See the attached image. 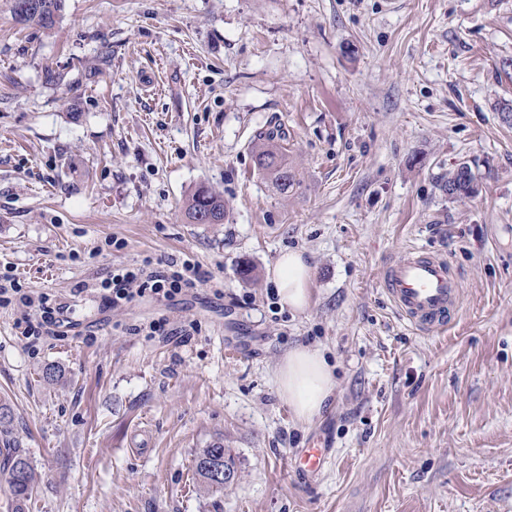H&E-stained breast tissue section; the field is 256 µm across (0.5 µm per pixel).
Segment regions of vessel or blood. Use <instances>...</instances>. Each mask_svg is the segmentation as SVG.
Listing matches in <instances>:
<instances>
[{"label":"vessel or blood","instance_id":"b4317fda","mask_svg":"<svg viewBox=\"0 0 512 512\" xmlns=\"http://www.w3.org/2000/svg\"><path fill=\"white\" fill-rule=\"evenodd\" d=\"M386 290L398 312L418 330L446 328L459 299L458 277L441 254L405 253L383 274Z\"/></svg>","mask_w":512,"mask_h":512}]
</instances>
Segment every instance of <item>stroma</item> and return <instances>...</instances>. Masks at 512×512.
Wrapping results in <instances>:
<instances>
[{
    "instance_id": "obj_1",
    "label": "stroma",
    "mask_w": 512,
    "mask_h": 512,
    "mask_svg": "<svg viewBox=\"0 0 512 512\" xmlns=\"http://www.w3.org/2000/svg\"><path fill=\"white\" fill-rule=\"evenodd\" d=\"M511 101L512 0H63L51 29L0 0V268L73 319L32 351L0 308L33 512H512ZM274 126L284 193L252 160ZM460 162L463 201L439 189ZM200 186L223 223L188 222ZM415 248L459 273L446 330L384 290ZM286 249L314 267L300 313L268 281ZM147 255L212 282L118 310L77 293ZM161 314L178 335L129 334ZM297 344L337 383L307 423L276 382ZM217 440L239 478L206 492ZM319 440L330 465L300 473ZM215 464L223 466L222 479L216 477L214 471L209 468ZM224 467L233 475V480L236 479L237 469L235 463L231 458L229 450L224 448L223 441H215L206 448H202L195 458L196 473L208 489H224V485H226Z\"/></svg>"
}]
</instances>
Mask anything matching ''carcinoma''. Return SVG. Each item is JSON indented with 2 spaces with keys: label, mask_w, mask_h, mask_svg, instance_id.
I'll list each match as a JSON object with an SVG mask.
<instances>
[{
  "label": "carcinoma",
  "mask_w": 512,
  "mask_h": 512,
  "mask_svg": "<svg viewBox=\"0 0 512 512\" xmlns=\"http://www.w3.org/2000/svg\"><path fill=\"white\" fill-rule=\"evenodd\" d=\"M11 12L20 23H35L43 28L55 26L62 0H10ZM286 134L268 131L257 138L254 146V164L265 173L272 184L281 191L294 183V173L288 169L284 146ZM448 198L460 200L475 195L478 184L470 166L458 164L442 184ZM185 214L192 224H222L226 214L224 196L200 187L188 198ZM13 419L11 406L0 400V435L3 436V473L6 475L12 512H28L37 490V478L26 452L8 439L9 426ZM220 464L230 474L237 475L235 463L224 442L215 441L201 449L195 458V469L201 482L208 489L224 488V480L216 477L210 466Z\"/></svg>",
  "instance_id": "obj_1"
}]
</instances>
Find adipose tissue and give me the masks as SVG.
Instances as JSON below:
<instances>
[{
    "label": "adipose tissue",
    "mask_w": 512,
    "mask_h": 512,
    "mask_svg": "<svg viewBox=\"0 0 512 512\" xmlns=\"http://www.w3.org/2000/svg\"><path fill=\"white\" fill-rule=\"evenodd\" d=\"M313 268L303 252H283L271 268L273 284L281 308L304 311L311 299ZM278 389L298 421L320 416L332 396L336 381L333 369L319 348L299 344L284 354L276 369Z\"/></svg>",
    "instance_id": "1"
}]
</instances>
